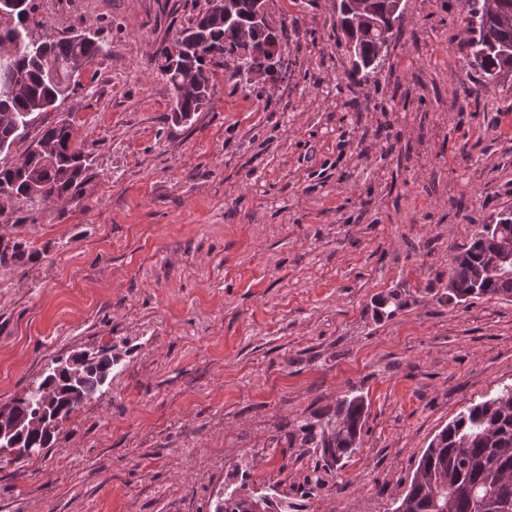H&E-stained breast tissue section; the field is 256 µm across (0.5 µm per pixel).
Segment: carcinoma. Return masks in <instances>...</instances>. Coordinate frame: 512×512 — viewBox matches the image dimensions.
<instances>
[{
  "label": "carcinoma",
  "instance_id": "carcinoma-1",
  "mask_svg": "<svg viewBox=\"0 0 512 512\" xmlns=\"http://www.w3.org/2000/svg\"><path fill=\"white\" fill-rule=\"evenodd\" d=\"M183 30L179 41L186 51L172 59L170 46L155 51L153 61L177 98L172 120L181 123L209 102L211 96L207 60L221 56L241 71L250 61L251 50L280 42L274 31H251L241 36L239 28L224 23V11L214 0ZM369 14L353 9L352 0H340L336 32L342 34L352 59L351 76L368 78L385 61L395 22L401 16L399 0H367ZM465 31L471 48L469 65L482 72L486 82L512 73V0H465ZM0 28V49L15 43L20 27ZM101 41L89 32H76L56 40L24 37L9 62L0 63V154L26 135L31 115L46 114L59 99L78 84L79 67L101 55H110ZM74 123L57 119L45 123L31 139L24 157L8 163L0 157V199L8 202L63 200L75 194L84 181L88 159L75 146ZM512 240V216L493 226L483 224L472 235L469 246L452 259L449 296L458 300L484 297H512V273L473 277L484 268L487 256L498 243ZM79 374L70 380L61 365L62 356L52 362L33 390L10 402L9 416L21 424L14 433L0 439V452L15 453L14 461L25 463L31 456L25 448H48L53 436L31 428L45 413L67 420L78 406L103 386L115 363L112 348L91 354L72 353ZM365 415V400L347 396L317 433L303 440L323 448L324 455L338 465L359 445ZM281 503L267 494L224 492L215 512H279ZM387 512H512V386L495 396L473 404L444 427L422 454L404 496L393 501Z\"/></svg>",
  "mask_w": 512,
  "mask_h": 512
}]
</instances>
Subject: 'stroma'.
Returning <instances> with one entry per match:
<instances>
[{"label": "stroma", "mask_w": 512, "mask_h": 512, "mask_svg": "<svg viewBox=\"0 0 512 512\" xmlns=\"http://www.w3.org/2000/svg\"><path fill=\"white\" fill-rule=\"evenodd\" d=\"M207 0H33V37L98 34L61 100L90 168L59 202L0 208V405L58 357L113 347L107 382L24 466L0 512H386L430 441L512 385V298L449 299L477 225L512 211V94L481 90L464 0H403L375 77H347L333 0H272L274 69L209 63L171 120L151 60ZM24 240L33 258H12ZM396 292L407 303L375 311ZM363 396L357 451L304 445ZM261 511H257V507ZM281 503L267 494L256 495L254 492L238 494L237 490L225 491L224 498L217 501L215 512H274L281 510Z\"/></svg>", "instance_id": "obj_1"}]
</instances>
